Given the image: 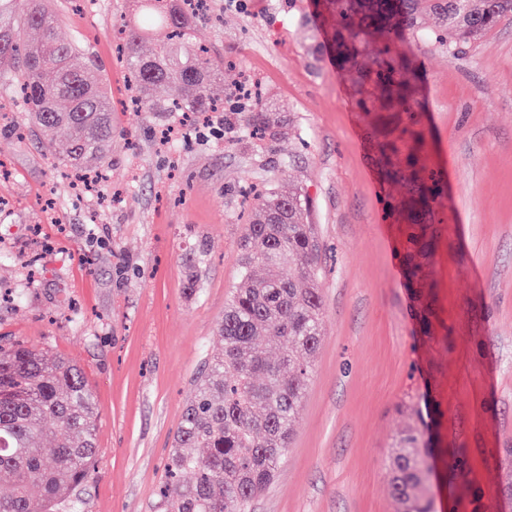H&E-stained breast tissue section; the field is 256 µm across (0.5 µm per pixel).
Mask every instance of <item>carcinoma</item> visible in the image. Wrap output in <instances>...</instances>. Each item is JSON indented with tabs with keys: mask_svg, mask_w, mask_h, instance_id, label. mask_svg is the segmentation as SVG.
<instances>
[{
	"mask_svg": "<svg viewBox=\"0 0 512 512\" xmlns=\"http://www.w3.org/2000/svg\"><path fill=\"white\" fill-rule=\"evenodd\" d=\"M441 20L432 41L462 49L512 16V0H323L340 18L336 59L367 107L375 97L395 112L420 105L415 51L421 2ZM193 0H138L141 25L119 34L137 101L149 112L218 110L211 87L224 63L192 41ZM149 25L170 29L169 42L140 50ZM104 66L60 40L45 0H0V75L9 74L35 126L64 143L62 164L75 171L105 162L112 144V105ZM170 87L177 97L157 96ZM246 118L251 137L275 132L279 113L258 104ZM385 182L413 183L412 155L393 140L375 142ZM435 190L415 186L411 205L433 212ZM311 199L296 186L271 184L254 197L237 245L236 283L217 331L224 346L186 403L169 454L162 512H251L254 499L285 460L312 361L321 343L323 300L317 286L320 245ZM263 339L269 357L255 348ZM98 412L83 370L15 342L0 346V512H80L73 491L88 480L99 455ZM398 512H432L430 465L419 434L400 437L388 459ZM40 496H33L34 488Z\"/></svg>",
	"mask_w": 512,
	"mask_h": 512,
	"instance_id": "obj_1",
	"label": "carcinoma"
}]
</instances>
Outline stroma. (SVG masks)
<instances>
[{
    "mask_svg": "<svg viewBox=\"0 0 512 512\" xmlns=\"http://www.w3.org/2000/svg\"><path fill=\"white\" fill-rule=\"evenodd\" d=\"M194 35L224 60V109L190 134L178 112L131 107L112 30L132 0H48L58 33L103 62L114 105L104 179L91 192L0 115V344L80 365L100 454L74 491L87 512H160L159 488L184 406L236 274L239 188L303 187L322 245V341L286 458L252 512H396L387 457L409 428L432 466L433 512H512V18L453 53L419 44L420 180L426 223L404 183L381 182L373 134L400 112L367 113L336 65L333 17L314 0H210ZM258 85L284 125L245 134ZM204 249L195 290L186 262ZM464 451L455 468L449 451Z\"/></svg>",
    "mask_w": 512,
    "mask_h": 512,
    "instance_id": "35a3bbf8",
    "label": "stroma"
}]
</instances>
